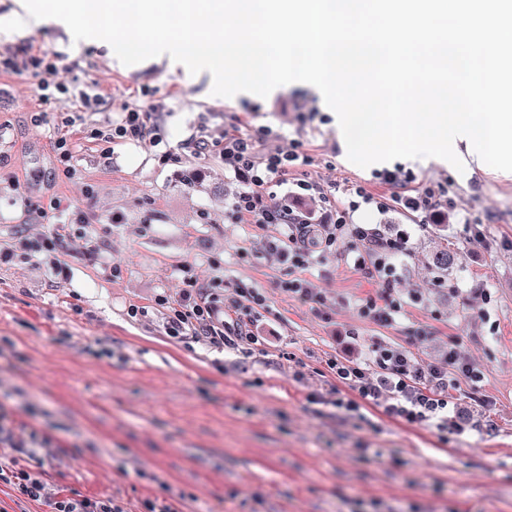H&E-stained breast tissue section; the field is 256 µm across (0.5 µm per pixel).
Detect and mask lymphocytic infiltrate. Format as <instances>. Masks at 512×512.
Returning <instances> with one entry per match:
<instances>
[{
    "label": "lymphocytic infiltrate",
    "instance_id": "lymphocytic-infiltrate-1",
    "mask_svg": "<svg viewBox=\"0 0 512 512\" xmlns=\"http://www.w3.org/2000/svg\"><path fill=\"white\" fill-rule=\"evenodd\" d=\"M95 138L112 145L148 141L157 146L163 142L155 113L133 109L126 111L121 122L112 128L96 130ZM194 146L198 153L219 155L225 168L243 177L244 188L235 195L228 210L232 222L246 220L260 227L285 226L284 236L265 239L262 246L293 272L294 277L288 283L293 297L304 303L317 301V294L304 276L314 253L335 249L344 237L351 236L369 246L367 253L354 258V269L378 288L376 296L362 305V314L383 326L395 322L401 305L392 296L396 283L392 256L407 251L409 236L403 230L396 236H386L376 225L351 223L350 215L364 205L375 206L378 212L384 213L394 203L413 213L431 211L440 204L444 189L429 187L412 194L403 190L399 174L386 171L380 175L382 182L400 189L393 198L374 196L358 186L347 209L317 215L304 213L293 209L287 200L263 199L268 188L284 183L300 158L298 150L263 154L255 140L231 132L199 137ZM236 294V300L227 303L213 288L190 284L179 300L168 305L165 322L168 335L178 336L188 330L208 338L215 347L230 350L256 343L254 323L265 306V299L252 288H237ZM328 366L361 400L382 407L389 417L409 424L431 421L443 431L460 428L448 415L452 385L449 372L468 378L475 375L473 367L460 362L456 351H449L445 364L422 370L416 368L406 352L388 346L375 347L369 364L361 366L334 358Z\"/></svg>",
    "mask_w": 512,
    "mask_h": 512
}]
</instances>
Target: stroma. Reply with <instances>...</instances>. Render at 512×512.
Returning a JSON list of instances; mask_svg holds the SVG:
<instances>
[{
  "mask_svg": "<svg viewBox=\"0 0 512 512\" xmlns=\"http://www.w3.org/2000/svg\"><path fill=\"white\" fill-rule=\"evenodd\" d=\"M19 47L48 51L67 91L45 101L30 72H0V248L16 253L0 264V414L14 440L36 443L29 466L48 492L32 501L0 482V512H52L58 496L89 493L125 512L149 501L180 512H512V172L470 162L460 172L440 158L359 167L311 84L216 97L184 65L118 68L112 48H73L69 30L24 25L19 0H0V52ZM84 91L98 105L79 107ZM126 107L157 110L166 150L103 155L93 134ZM227 128L263 152L298 145L297 176L330 186L339 209L356 185L394 195L376 178L384 168L414 190L444 186L449 200L433 212L351 215L410 233L394 259L395 323L360 314L377 288L336 251L305 273L320 303L286 291L287 265L262 251L281 226L231 223L243 184L193 147ZM59 132L74 145L67 162ZM27 198L44 207L58 198L96 221L28 220ZM440 224L461 254L441 279L424 266ZM51 234L66 240L69 279L21 257L25 242ZM185 265L202 284L222 282L225 299L239 284L265 298L257 343L222 351L166 334L156 300L178 298ZM133 305L145 315L130 317ZM378 345L422 365L445 363L456 347L481 374L451 391L470 431L346 409L354 394L326 362L361 364Z\"/></svg>",
  "mask_w": 512,
  "mask_h": 512,
  "instance_id": "1",
  "label": "stroma"
}]
</instances>
